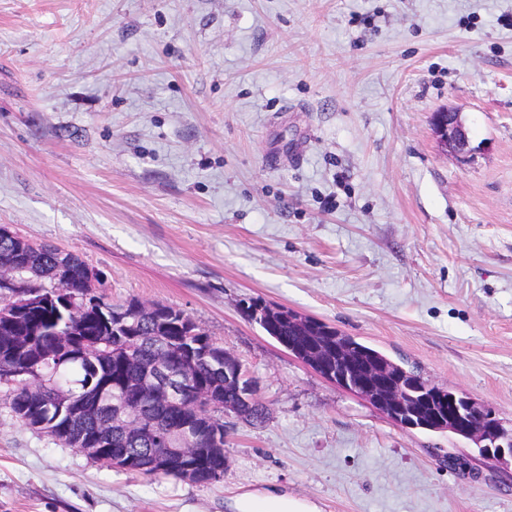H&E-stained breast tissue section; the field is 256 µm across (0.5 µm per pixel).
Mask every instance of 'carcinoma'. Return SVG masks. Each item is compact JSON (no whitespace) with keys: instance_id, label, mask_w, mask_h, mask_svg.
<instances>
[{"instance_id":"carcinoma-1","label":"carcinoma","mask_w":512,"mask_h":512,"mask_svg":"<svg viewBox=\"0 0 512 512\" xmlns=\"http://www.w3.org/2000/svg\"><path fill=\"white\" fill-rule=\"evenodd\" d=\"M0 260L24 266L19 278L30 289H67L65 297L58 295L41 307L0 317V376L11 373L33 356L52 363L41 381V406L34 407L36 398L24 384L16 383L12 391V416L24 426L44 432L72 448L107 424L110 440L100 445L95 460L100 462L122 453L129 463L121 469L155 477L157 473L146 467L155 453L152 441L128 432L123 426L110 424L112 417L93 408L91 403L79 412L71 406L59 409V392L54 386L52 370H58L72 383L75 399L90 400L98 391H110L114 386L122 389L128 384L130 389H135L143 370L154 369L155 363L176 352L183 359L195 360L194 388L210 391L221 404L236 403L233 384L225 381L224 374L211 371L203 361L207 354L221 353L222 364L232 366L236 357L184 311L155 303L153 312L128 322L126 313L140 305V301L132 299L125 305L114 306L98 295L97 303L76 317L68 310V303L91 292L92 271L78 255L51 245L33 244L15 234L0 235ZM241 313L308 367L313 357L310 345L315 341L320 343L322 360L333 364L346 378L352 369L340 366L335 354L336 346L342 344L347 346L355 366L364 368L381 362L393 373L407 372L383 352L288 307L256 299L243 304ZM141 403L146 416L167 421L177 441L183 438L182 426H189L188 437L198 448L197 455L186 461L190 475H183V469L179 468L163 476L197 485H209L224 476L229 458L224 453L223 415H211L203 408L164 405L149 395L142 397ZM243 414L251 425H262L268 419V410L260 402L245 408Z\"/></svg>"}]
</instances>
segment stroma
Segmentation results:
<instances>
[{
    "label": "stroma",
    "instance_id": "1",
    "mask_svg": "<svg viewBox=\"0 0 512 512\" xmlns=\"http://www.w3.org/2000/svg\"><path fill=\"white\" fill-rule=\"evenodd\" d=\"M472 151L446 152L435 113ZM0 225L108 301L187 313L269 409L223 478L110 469L20 426L0 512H512L501 468L404 430L240 312L316 317L512 425V0H0ZM432 125L446 150L454 155L470 152V140L457 112H439ZM232 512H320L317 505L297 500L276 488L246 491L230 504Z\"/></svg>",
    "mask_w": 512,
    "mask_h": 512
}]
</instances>
